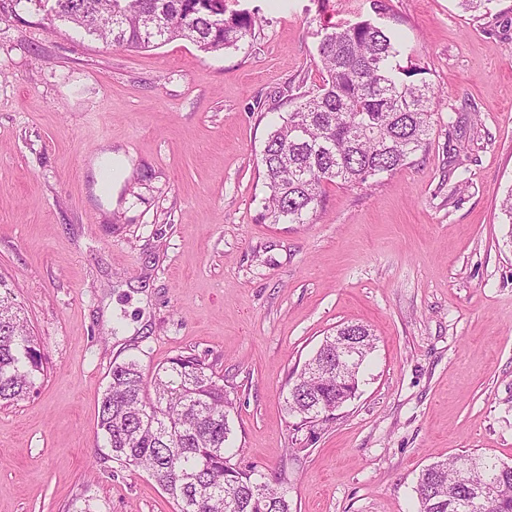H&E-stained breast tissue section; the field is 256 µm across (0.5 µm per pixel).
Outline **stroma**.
Masks as SVG:
<instances>
[{
	"label": "stroma",
	"mask_w": 512,
	"mask_h": 512,
	"mask_svg": "<svg viewBox=\"0 0 512 512\" xmlns=\"http://www.w3.org/2000/svg\"><path fill=\"white\" fill-rule=\"evenodd\" d=\"M0 17V276L44 374L0 407V512H175L113 461L98 408L113 364L196 355L233 403L232 462L293 512H415L420 471L466 451L512 465V0H226L240 48L126 50ZM377 15L440 95L408 165L325 185L313 223L262 215L261 158L319 83L328 23ZM113 154V199L95 192ZM375 338L333 422L294 431L292 372L337 327Z\"/></svg>",
	"instance_id": "1"
}]
</instances>
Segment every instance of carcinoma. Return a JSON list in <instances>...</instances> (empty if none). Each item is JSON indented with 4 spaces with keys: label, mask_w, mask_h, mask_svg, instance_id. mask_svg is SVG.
Listing matches in <instances>:
<instances>
[{
    "label": "carcinoma",
    "mask_w": 512,
    "mask_h": 512,
    "mask_svg": "<svg viewBox=\"0 0 512 512\" xmlns=\"http://www.w3.org/2000/svg\"><path fill=\"white\" fill-rule=\"evenodd\" d=\"M48 15L119 48L146 49L186 39L205 53L239 47L254 24L225 0H42ZM317 53L322 84L296 94L293 111L268 136L263 153L264 216L308 224L323 184L349 187L393 173L426 144L439 105L425 69L397 61L393 33L376 19L325 28ZM373 345L370 330L347 324L304 362L286 406L299 431L336 419V404L356 394V380H336V337ZM42 371L35 336L7 280L0 277V403L28 398ZM224 385L194 355H179L153 373L112 366L98 411V431L112 458L146 471L176 512H291L278 480L230 463ZM418 512H512V466L480 454L435 462L418 475Z\"/></svg>",
    "instance_id": "cac0c4a2"
}]
</instances>
